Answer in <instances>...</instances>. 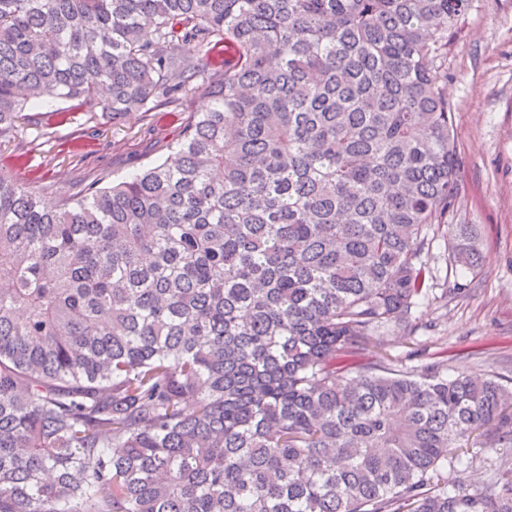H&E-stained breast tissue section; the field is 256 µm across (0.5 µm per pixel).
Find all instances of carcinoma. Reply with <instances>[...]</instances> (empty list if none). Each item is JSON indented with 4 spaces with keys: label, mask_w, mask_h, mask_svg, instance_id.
Wrapping results in <instances>:
<instances>
[{
    "label": "carcinoma",
    "mask_w": 512,
    "mask_h": 512,
    "mask_svg": "<svg viewBox=\"0 0 512 512\" xmlns=\"http://www.w3.org/2000/svg\"><path fill=\"white\" fill-rule=\"evenodd\" d=\"M467 4L0 0V141L210 101L130 178L0 173V512H512L509 463L443 474L512 447V388L380 339L437 279ZM480 442V439L475 442L472 441V439L468 441V454H466V458L469 459V464L467 468H461L462 471L451 470L449 468L447 471L445 470L448 483L460 477L465 479L473 490L481 489L489 478L491 469L499 465L501 459H505V453L502 454V450L485 448Z\"/></svg>",
    "instance_id": "cac0c4a2"
}]
</instances>
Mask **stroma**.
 I'll list each match as a JSON object with an SVG mask.
<instances>
[{
  "label": "stroma",
  "instance_id": "35a3bbf8",
  "mask_svg": "<svg viewBox=\"0 0 512 512\" xmlns=\"http://www.w3.org/2000/svg\"><path fill=\"white\" fill-rule=\"evenodd\" d=\"M448 99L461 160L448 221L474 225L484 261L474 271L455 268L450 239L438 238L425 256L438 275V295L417 308V335L392 330L384 340L400 368L444 360L449 374H493L512 384V0H469L448 47ZM208 105L196 94L175 107L114 119L68 103L54 113L29 108L25 136L0 143V170L44 185L52 203L165 159L186 118ZM467 449V468L446 475L476 490L503 454L477 441Z\"/></svg>",
  "mask_w": 512,
  "mask_h": 512
}]
</instances>
